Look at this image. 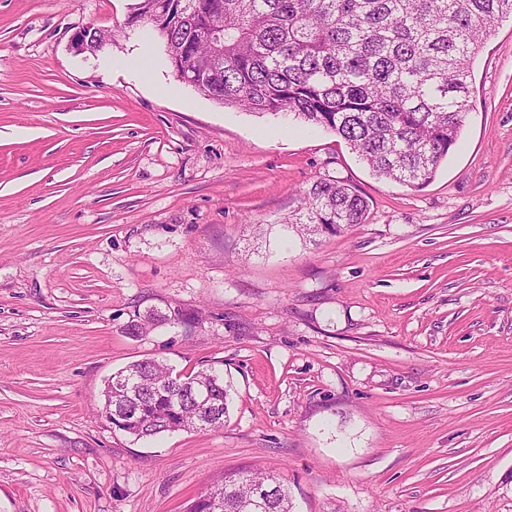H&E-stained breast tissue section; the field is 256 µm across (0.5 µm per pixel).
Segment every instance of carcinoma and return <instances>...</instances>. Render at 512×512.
Returning a JSON list of instances; mask_svg holds the SVG:
<instances>
[{
	"instance_id": "carcinoma-1",
	"label": "carcinoma",
	"mask_w": 512,
	"mask_h": 512,
	"mask_svg": "<svg viewBox=\"0 0 512 512\" xmlns=\"http://www.w3.org/2000/svg\"><path fill=\"white\" fill-rule=\"evenodd\" d=\"M512 0H134L176 76L226 106L285 114L345 140L374 174L419 188L457 143L472 61ZM308 237L361 224L366 199L322 180L304 194ZM112 415L137 440L224 425L232 384L214 367L173 378L146 358L116 375ZM266 488L264 496L257 490ZM223 512H292L261 468L226 477Z\"/></svg>"
}]
</instances>
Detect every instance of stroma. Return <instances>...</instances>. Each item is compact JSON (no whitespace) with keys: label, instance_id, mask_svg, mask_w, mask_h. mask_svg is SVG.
<instances>
[{"label":"stroma","instance_id":"stroma-1","mask_svg":"<svg viewBox=\"0 0 512 512\" xmlns=\"http://www.w3.org/2000/svg\"><path fill=\"white\" fill-rule=\"evenodd\" d=\"M132 2L0 0V512H187L256 466L294 512H512V20L414 189L180 81ZM324 179L364 223L286 231ZM148 357L222 368L224 426L115 429Z\"/></svg>","mask_w":512,"mask_h":512}]
</instances>
